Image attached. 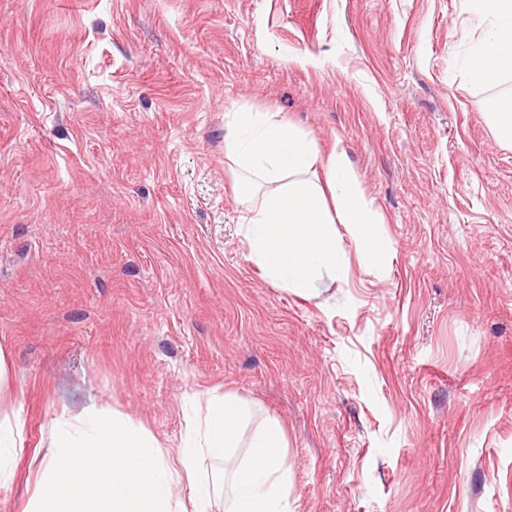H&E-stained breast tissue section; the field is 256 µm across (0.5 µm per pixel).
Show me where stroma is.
Listing matches in <instances>:
<instances>
[{
  "label": "stroma",
  "instance_id": "obj_1",
  "mask_svg": "<svg viewBox=\"0 0 512 512\" xmlns=\"http://www.w3.org/2000/svg\"><path fill=\"white\" fill-rule=\"evenodd\" d=\"M469 0H0V417L23 512L60 410L176 463L229 395L285 435L292 512H512V142L471 82ZM342 150L375 271L305 298L243 232L224 115ZM245 449L201 469L224 512ZM24 450V425L18 416L0 419V486L15 477L14 461Z\"/></svg>",
  "mask_w": 512,
  "mask_h": 512
}]
</instances>
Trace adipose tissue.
I'll return each mask as SVG.
<instances>
[{"instance_id":"ef3b65f1","label":"adipose tissue","mask_w":512,"mask_h":512,"mask_svg":"<svg viewBox=\"0 0 512 512\" xmlns=\"http://www.w3.org/2000/svg\"><path fill=\"white\" fill-rule=\"evenodd\" d=\"M489 34L468 62L472 80L493 86L512 73V0H472ZM224 153L238 170L247 202L245 238L273 280L303 296L313 295L323 274L345 271L337 224H345L366 265L386 266L388 249L378 218L346 168L344 157H320L312 136L270 113L238 110L226 115ZM338 216H331L330 204ZM24 450L20 419H0V486L13 481L14 461Z\"/></svg>"}]
</instances>
